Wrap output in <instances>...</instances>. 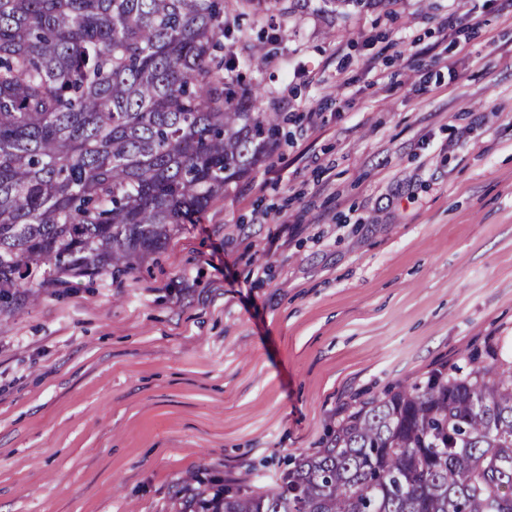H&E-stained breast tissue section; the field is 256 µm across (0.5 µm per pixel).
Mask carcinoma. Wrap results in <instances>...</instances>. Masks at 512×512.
I'll use <instances>...</instances> for the list:
<instances>
[{
    "label": "carcinoma",
    "mask_w": 512,
    "mask_h": 512,
    "mask_svg": "<svg viewBox=\"0 0 512 512\" xmlns=\"http://www.w3.org/2000/svg\"><path fill=\"white\" fill-rule=\"evenodd\" d=\"M228 7L0 0V314L36 279L134 269L268 156L278 113L214 55ZM466 362L353 408L268 490L195 508L512 512V360Z\"/></svg>",
    "instance_id": "cac0c4a2"
}]
</instances>
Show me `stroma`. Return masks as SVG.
Segmentation results:
<instances>
[{
    "instance_id": "obj_1",
    "label": "stroma",
    "mask_w": 512,
    "mask_h": 512,
    "mask_svg": "<svg viewBox=\"0 0 512 512\" xmlns=\"http://www.w3.org/2000/svg\"><path fill=\"white\" fill-rule=\"evenodd\" d=\"M227 20L279 141L134 270L0 315V512L262 492L349 407L512 356V0Z\"/></svg>"
}]
</instances>
